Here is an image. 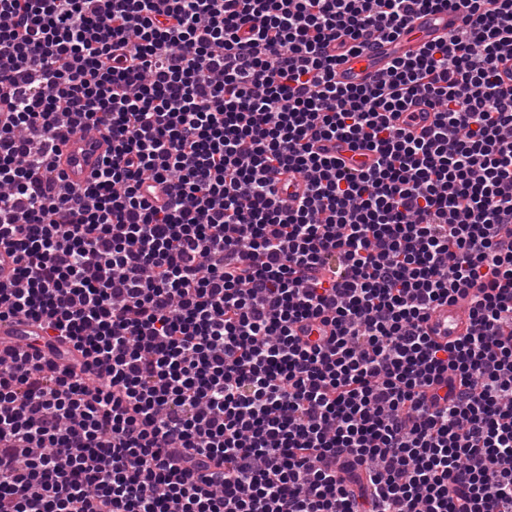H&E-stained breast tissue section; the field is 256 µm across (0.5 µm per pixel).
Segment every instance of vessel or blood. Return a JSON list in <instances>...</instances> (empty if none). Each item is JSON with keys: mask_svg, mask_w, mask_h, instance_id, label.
Returning a JSON list of instances; mask_svg holds the SVG:
<instances>
[{"mask_svg": "<svg viewBox=\"0 0 512 512\" xmlns=\"http://www.w3.org/2000/svg\"><path fill=\"white\" fill-rule=\"evenodd\" d=\"M459 22L457 14L445 11L420 15L408 33L398 40H380L360 53L349 55L337 66L336 78L349 86L371 82L392 58L416 53L421 46L455 28ZM110 150L111 144L101 129L87 124L66 138L56 166L68 184L82 186L92 178ZM428 326L431 336L441 340L455 338L469 327L467 311L459 303L439 306L432 313Z\"/></svg>", "mask_w": 512, "mask_h": 512, "instance_id": "b4317fda", "label": "vessel or blood"}]
</instances>
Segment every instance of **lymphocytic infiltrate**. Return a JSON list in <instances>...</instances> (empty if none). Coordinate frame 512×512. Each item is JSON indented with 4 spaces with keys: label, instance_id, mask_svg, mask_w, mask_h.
Instances as JSON below:
<instances>
[{
    "label": "lymphocytic infiltrate",
    "instance_id": "lymphocytic-infiltrate-1",
    "mask_svg": "<svg viewBox=\"0 0 512 512\" xmlns=\"http://www.w3.org/2000/svg\"><path fill=\"white\" fill-rule=\"evenodd\" d=\"M509 59L512 0H0V512H512ZM460 23L456 13L422 14L410 25L408 33L397 41L379 40L360 53L348 55L336 67V79L344 84L362 85L371 82L394 57L416 53L421 46L442 36ZM110 150L111 143L101 129L94 124H86L66 138L56 166L68 184L84 186ZM428 326L431 336L441 340L454 339L469 327L467 311L461 303L444 304L431 314Z\"/></svg>",
    "mask_w": 512,
    "mask_h": 512
}]
</instances>
